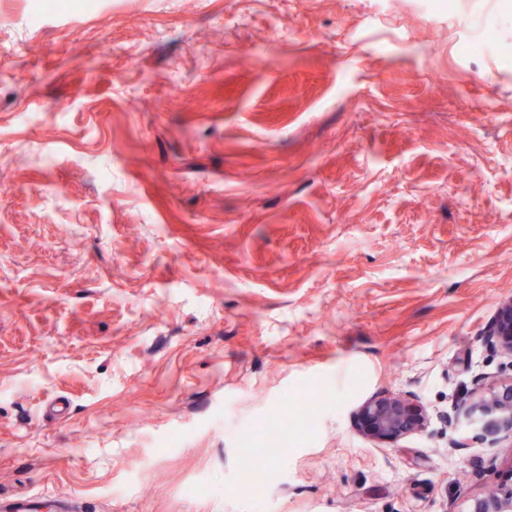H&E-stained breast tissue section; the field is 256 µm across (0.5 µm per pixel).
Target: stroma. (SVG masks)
<instances>
[{"label":"stroma","mask_w":512,"mask_h":512,"mask_svg":"<svg viewBox=\"0 0 512 512\" xmlns=\"http://www.w3.org/2000/svg\"><path fill=\"white\" fill-rule=\"evenodd\" d=\"M507 16L0 0V498L463 512L512 481V431L458 413L512 381L480 339L512 299V24L479 25ZM382 393L429 425L363 435Z\"/></svg>","instance_id":"1"}]
</instances>
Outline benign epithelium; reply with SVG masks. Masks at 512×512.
<instances>
[{"instance_id": "benign-epithelium-1", "label": "benign epithelium", "mask_w": 512, "mask_h": 512, "mask_svg": "<svg viewBox=\"0 0 512 512\" xmlns=\"http://www.w3.org/2000/svg\"><path fill=\"white\" fill-rule=\"evenodd\" d=\"M484 342L512 358V301L500 307L496 322L484 332ZM485 406L486 410H470L468 415L488 411L496 414L504 427L512 429V382L491 390ZM359 414L363 433L379 443H394L423 430L429 422L423 406L396 394L366 400ZM463 512H512V484H502L471 498Z\"/></svg>"}]
</instances>
